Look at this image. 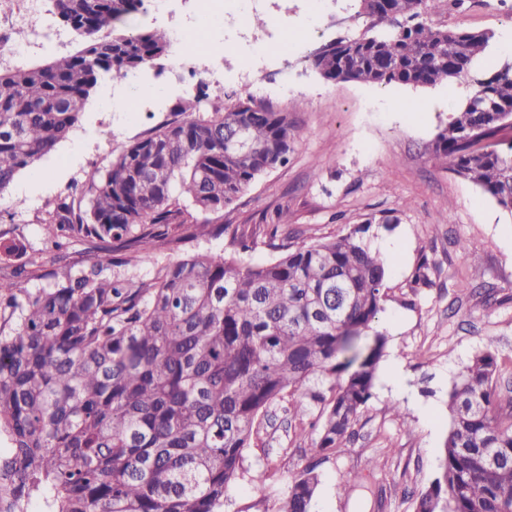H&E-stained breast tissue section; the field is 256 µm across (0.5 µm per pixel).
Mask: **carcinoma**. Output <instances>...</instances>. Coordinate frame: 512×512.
<instances>
[{
  "label": "carcinoma",
  "instance_id": "carcinoma-1",
  "mask_svg": "<svg viewBox=\"0 0 512 512\" xmlns=\"http://www.w3.org/2000/svg\"><path fill=\"white\" fill-rule=\"evenodd\" d=\"M373 33L312 64L328 81L429 86L471 76L472 92L431 152L512 212V65L487 76L478 56L494 33L418 21L441 0H359ZM144 0H52L82 49L0 68V195L79 122L98 84L163 58L164 32H102ZM387 23L390 30L375 27ZM203 90L175 116L88 171L81 197H58L45 223L58 238L98 242L86 269L53 270L30 292L0 278V507L27 512H224L268 409L288 399L298 435L320 407L313 455L275 512H311L317 468L354 436L373 395L385 336L375 330L386 261L369 226L289 244L251 265L191 254L148 279L110 274L186 238H217L224 210L288 161L295 126L252 101L200 112ZM483 102L486 112L472 110ZM246 130L249 149L230 139ZM492 347L448 392L440 467L415 512H512V418L498 411Z\"/></svg>",
  "mask_w": 512,
  "mask_h": 512
}]
</instances>
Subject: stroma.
Wrapping results in <instances>:
<instances>
[{
  "label": "stroma",
  "instance_id": "obj_1",
  "mask_svg": "<svg viewBox=\"0 0 512 512\" xmlns=\"http://www.w3.org/2000/svg\"><path fill=\"white\" fill-rule=\"evenodd\" d=\"M312 25L290 22L302 32L306 51L332 39L355 38L368 20L357 0L344 6L319 0ZM191 0H145L144 11L118 23L117 32L173 30L191 11ZM432 26L487 29L497 45L512 43V0H445L424 15ZM179 44L142 68L144 83L168 87L160 99H134L129 112L101 108L98 96L87 102L70 141L39 165L40 177L21 172L14 189L0 195V237L21 241L27 252L48 247L50 230L41 221L48 201L80 185L86 171L105 168L138 137L171 119L182 100L205 90L210 103L229 108L246 100L231 46L216 57L201 58L200 71L176 64ZM294 83L291 98L279 90L281 69ZM261 104L288 113L296 138L287 164L259 179L246 193L212 215L251 243L242 252L228 237L186 240L159 249L130 270L138 277L195 252L226 253L248 264L276 257L273 242L296 235L301 242L324 241L353 227L370 224L371 244L387 243L382 310L375 322L387 337L372 398L354 427L347 448L324 462L311 512H413L418 492L433 479L448 434V391L475 355L494 347L499 373L496 391L501 412L512 413V213L501 209L473 183L453 174L446 158L429 146L438 128L464 99L461 77L413 88L325 80L309 60L275 57L266 71ZM421 103V112L408 111ZM81 145L71 152V141ZM26 198H17L16 187ZM288 214L277 224V212ZM302 442L288 425L284 406L263 418L257 446L247 453L249 477L227 493L224 512H247L268 500L278 506L292 475L301 467ZM275 457L268 469L265 452ZM266 472L263 483L251 475ZM349 484L343 494L341 484Z\"/></svg>",
  "mask_w": 512,
  "mask_h": 512
}]
</instances>
